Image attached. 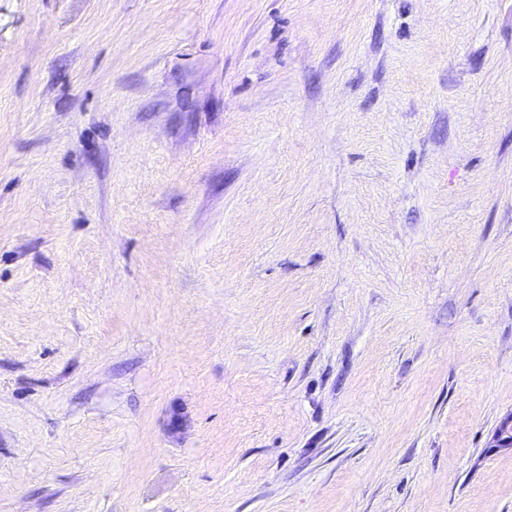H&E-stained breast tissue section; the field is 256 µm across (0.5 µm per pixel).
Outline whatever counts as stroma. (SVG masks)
<instances>
[{"label":"stroma","mask_w":512,"mask_h":512,"mask_svg":"<svg viewBox=\"0 0 512 512\" xmlns=\"http://www.w3.org/2000/svg\"><path fill=\"white\" fill-rule=\"evenodd\" d=\"M512 0H0V512H512Z\"/></svg>","instance_id":"obj_1"}]
</instances>
